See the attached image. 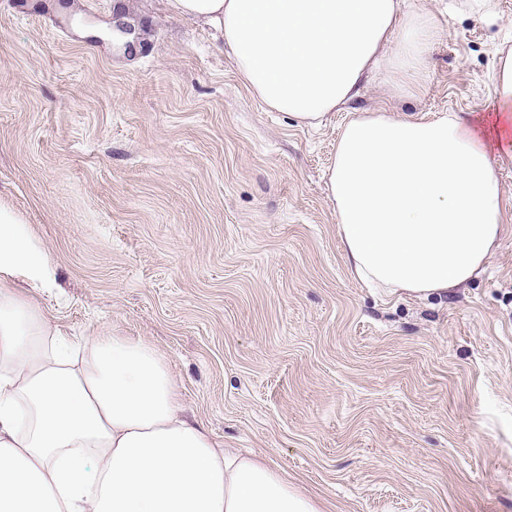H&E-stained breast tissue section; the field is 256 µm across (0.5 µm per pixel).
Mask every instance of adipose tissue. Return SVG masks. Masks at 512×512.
Segmentation results:
<instances>
[{"label": "adipose tissue", "instance_id": "ef3b65f1", "mask_svg": "<svg viewBox=\"0 0 512 512\" xmlns=\"http://www.w3.org/2000/svg\"><path fill=\"white\" fill-rule=\"evenodd\" d=\"M207 20L242 86L317 127L379 75L416 80L438 39L400 0H166ZM492 129L512 150V53L500 60ZM491 143L451 113L367 112L336 142L328 188L349 267L387 294L429 297L477 275L503 224ZM52 264L0 205V512H322L264 458L218 443L187 415L152 344L103 327L71 343L8 280L50 288Z\"/></svg>", "mask_w": 512, "mask_h": 512}]
</instances>
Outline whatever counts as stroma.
I'll list each match as a JSON object with an SVG mask.
<instances>
[{
	"label": "stroma",
	"mask_w": 512,
	"mask_h": 512,
	"mask_svg": "<svg viewBox=\"0 0 512 512\" xmlns=\"http://www.w3.org/2000/svg\"><path fill=\"white\" fill-rule=\"evenodd\" d=\"M112 2L0 0V205L51 259L52 323L153 344L216 440L323 512H512V153L498 246L442 296L359 283L328 190L352 113L487 128L512 0L493 23L407 0L441 28L420 76L317 129L252 97L209 25Z\"/></svg>",
	"instance_id": "35a3bbf8"
}]
</instances>
